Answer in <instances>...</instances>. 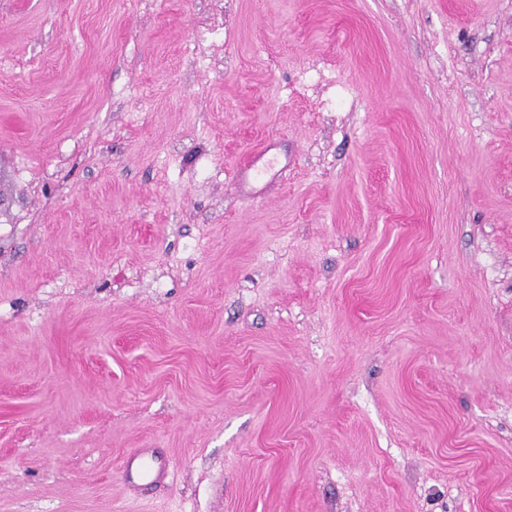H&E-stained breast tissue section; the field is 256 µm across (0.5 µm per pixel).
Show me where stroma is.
Wrapping results in <instances>:
<instances>
[{
	"mask_svg": "<svg viewBox=\"0 0 512 512\" xmlns=\"http://www.w3.org/2000/svg\"><path fill=\"white\" fill-rule=\"evenodd\" d=\"M0 512H512V0H0ZM148 453L144 450L138 451L127 457L124 463V475L128 484L138 486L144 483L162 482L169 479L171 469L166 460L156 461V464L150 468L143 465L144 459L148 457Z\"/></svg>",
	"mask_w": 512,
	"mask_h": 512,
	"instance_id": "1",
	"label": "stroma"
}]
</instances>
